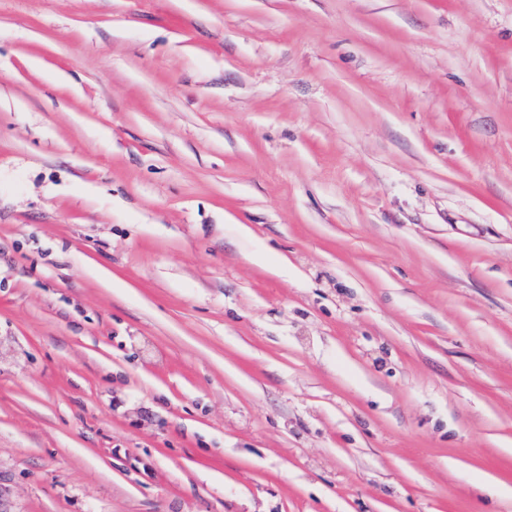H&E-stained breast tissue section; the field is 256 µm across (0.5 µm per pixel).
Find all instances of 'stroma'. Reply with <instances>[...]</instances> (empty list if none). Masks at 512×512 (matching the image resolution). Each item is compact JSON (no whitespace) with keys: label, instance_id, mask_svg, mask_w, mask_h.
Returning a JSON list of instances; mask_svg holds the SVG:
<instances>
[{"label":"stroma","instance_id":"35a3bbf8","mask_svg":"<svg viewBox=\"0 0 512 512\" xmlns=\"http://www.w3.org/2000/svg\"><path fill=\"white\" fill-rule=\"evenodd\" d=\"M0 512H512V0H0Z\"/></svg>","mask_w":512,"mask_h":512}]
</instances>
